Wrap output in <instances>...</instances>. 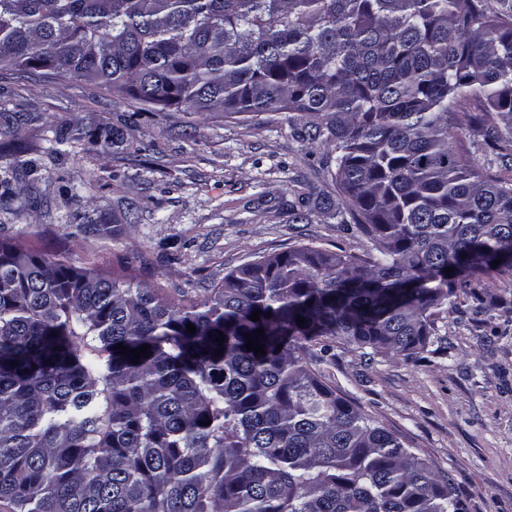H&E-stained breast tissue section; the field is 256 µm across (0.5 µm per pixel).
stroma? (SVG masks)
<instances>
[{"mask_svg": "<svg viewBox=\"0 0 512 512\" xmlns=\"http://www.w3.org/2000/svg\"><path fill=\"white\" fill-rule=\"evenodd\" d=\"M0 106L20 114L16 140L35 173L12 182L0 210V238H21L76 266L132 261L170 299L199 300L225 274L263 256L312 244L357 255L373 244L309 201L310 221H290L300 193L335 197L324 149L299 138L287 113L265 123L205 119L177 109L129 121L137 105L85 82L37 71L0 73ZM81 117L83 135L99 123L123 129L118 150L82 143L48 154L58 131ZM83 185L82 200L67 196ZM110 236L77 232L84 213ZM440 313L422 359L361 356L343 345L310 346L309 368L339 395L429 461L454 487L465 512H512V283L475 282Z\"/></svg>", "mask_w": 512, "mask_h": 512, "instance_id": "stroma-1", "label": "stroma"}]
</instances>
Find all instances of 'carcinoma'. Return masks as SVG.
I'll return each mask as SVG.
<instances>
[{
    "mask_svg": "<svg viewBox=\"0 0 512 512\" xmlns=\"http://www.w3.org/2000/svg\"><path fill=\"white\" fill-rule=\"evenodd\" d=\"M31 69L148 111L292 113L335 153L336 219L374 248L262 257L181 306L129 267L0 239V498L16 512H463L303 354L329 339L416 358L457 289L512 282V177L473 159L512 170V3L0 0V70ZM94 139L124 144L109 124ZM27 153L0 142L13 175L33 172ZM259 328L264 355L246 348ZM119 343L150 350L135 364Z\"/></svg>",
    "mask_w": 512,
    "mask_h": 512,
    "instance_id": "obj_1",
    "label": "carcinoma"
}]
</instances>
